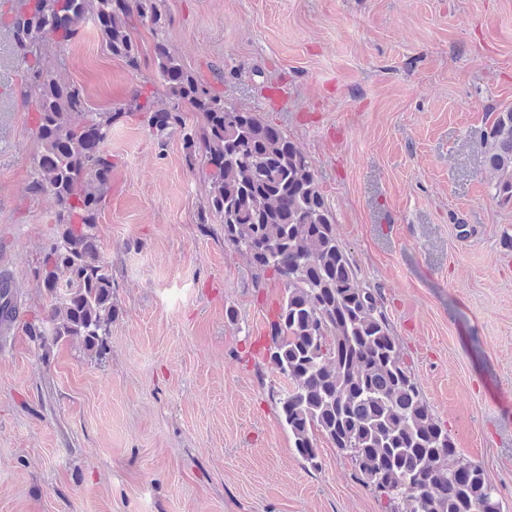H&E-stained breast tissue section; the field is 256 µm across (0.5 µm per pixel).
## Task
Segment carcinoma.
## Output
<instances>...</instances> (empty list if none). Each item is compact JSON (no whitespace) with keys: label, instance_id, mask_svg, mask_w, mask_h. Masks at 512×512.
I'll use <instances>...</instances> for the list:
<instances>
[{"label":"carcinoma","instance_id":"1","mask_svg":"<svg viewBox=\"0 0 512 512\" xmlns=\"http://www.w3.org/2000/svg\"><path fill=\"white\" fill-rule=\"evenodd\" d=\"M10 13L0 23L35 61L26 87L42 150L31 189L54 198L60 226L42 267L47 327L30 330L56 343L77 339L101 361L116 310L94 228L112 176L104 145L114 115L93 111L81 86L37 61L46 35L64 45L91 17L106 49L135 68V22L157 29L162 15L153 0H17ZM155 58L158 82L207 124L201 142L186 138L185 160L211 168L208 207L224 224V242L249 255L257 278L270 272L285 285L270 361L292 383L279 405L296 453L315 466L316 434L328 438L388 512H502L488 474L457 457L404 362L381 290L360 281L336 239L309 156L257 113L211 95L161 42ZM146 111L157 130L181 122L174 109ZM486 144L493 198L512 203V107L495 113Z\"/></svg>","mask_w":512,"mask_h":512}]
</instances>
